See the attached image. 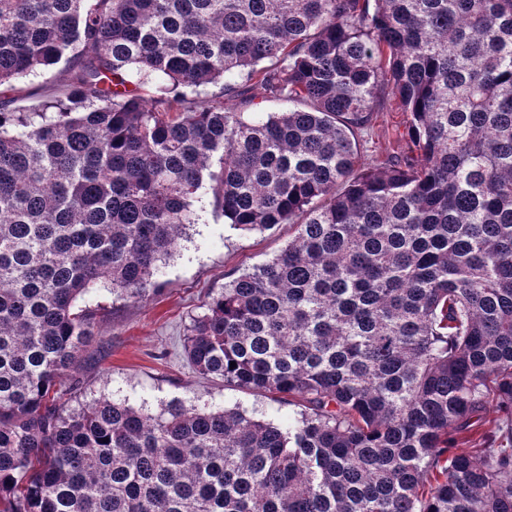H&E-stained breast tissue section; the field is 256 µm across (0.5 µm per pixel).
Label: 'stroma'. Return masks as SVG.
Wrapping results in <instances>:
<instances>
[{
  "mask_svg": "<svg viewBox=\"0 0 512 512\" xmlns=\"http://www.w3.org/2000/svg\"><path fill=\"white\" fill-rule=\"evenodd\" d=\"M67 65L60 62L38 73L13 80L9 96L19 109L36 104V88L60 87ZM405 132L397 114L379 113L369 143L360 153L362 166L390 151ZM198 224L189 228L156 276L159 288L141 300L121 299L103 292L90 304L97 308L95 342L75 372L80 393L69 401L77 409L100 396L134 407L159 408L173 401L211 408L239 407L247 416L287 421L292 407L197 373L187 362L183 338L192 320L205 312L208 294L218 293L227 274H240L276 254L294 228L282 224L266 231L244 233L225 224L209 198L196 204Z\"/></svg>",
  "mask_w": 512,
  "mask_h": 512,
  "instance_id": "1",
  "label": "stroma"
}]
</instances>
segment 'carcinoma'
<instances>
[{"label":"carcinoma","mask_w":512,"mask_h":512,"mask_svg":"<svg viewBox=\"0 0 512 512\" xmlns=\"http://www.w3.org/2000/svg\"><path fill=\"white\" fill-rule=\"evenodd\" d=\"M63 59L0 102V512H512V0H0V86ZM203 194L294 233L187 361L293 420L67 411L80 303L155 289ZM67 79V65L61 60L55 65L43 68L35 75L19 78L11 82V89L7 94L15 99V106L21 110L37 104L39 98L32 96V92L41 87H60L63 86ZM402 117L392 112H379L373 129L372 140L363 143L360 153V164L371 166L372 160L378 154L391 151L396 146V140L405 133L403 125L398 122Z\"/></svg>","instance_id":"obj_1"}]
</instances>
